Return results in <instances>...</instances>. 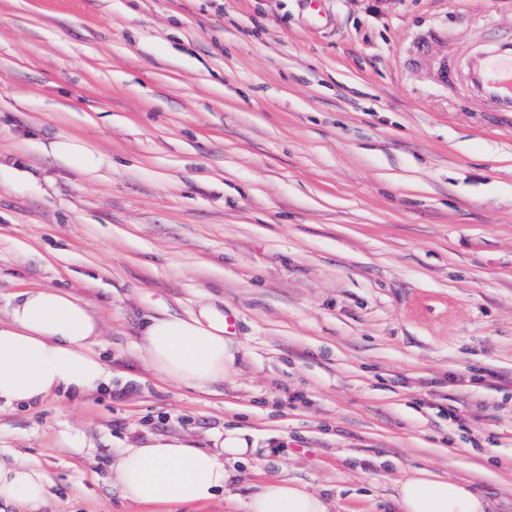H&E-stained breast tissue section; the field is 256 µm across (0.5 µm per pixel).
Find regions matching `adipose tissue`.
<instances>
[{
	"label": "adipose tissue",
	"mask_w": 512,
	"mask_h": 512,
	"mask_svg": "<svg viewBox=\"0 0 512 512\" xmlns=\"http://www.w3.org/2000/svg\"><path fill=\"white\" fill-rule=\"evenodd\" d=\"M98 323L71 293L29 289L11 296L0 318V408L34 403L64 390L83 394L108 380L110 371L93 352ZM141 351L160 377L200 390L224 381L236 354L224 336V314L200 305L185 316L166 314L144 327ZM256 451L249 432L216 433L208 448L179 437H157L121 451L112 480L144 505L203 504L227 490L232 463ZM50 479L39 464L20 454L0 456V500L20 512H41ZM396 512H493V503L470 485L428 469L397 480ZM334 504L288 476L263 480L249 496L246 512H332Z\"/></svg>",
	"instance_id": "adipose-tissue-1"
}]
</instances>
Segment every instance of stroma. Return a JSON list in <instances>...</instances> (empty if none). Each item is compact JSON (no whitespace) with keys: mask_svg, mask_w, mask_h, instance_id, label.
<instances>
[{"mask_svg":"<svg viewBox=\"0 0 512 512\" xmlns=\"http://www.w3.org/2000/svg\"><path fill=\"white\" fill-rule=\"evenodd\" d=\"M482 31L512 0H0V314L72 293L112 373L0 410L46 512H145L116 449L232 426L257 452L225 497L168 512H245L275 474L393 512L421 468L512 512V115L456 74ZM203 304L238 350L206 392L138 350ZM57 157L72 162L75 166L86 171H96L99 167V157L78 143L68 139L51 141L46 147Z\"/></svg>","mask_w":512,"mask_h":512,"instance_id":"1","label":"stroma"}]
</instances>
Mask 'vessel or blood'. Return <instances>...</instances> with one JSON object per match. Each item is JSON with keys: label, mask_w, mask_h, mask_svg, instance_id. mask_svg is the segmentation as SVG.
Masks as SVG:
<instances>
[{"label": "vessel or blood", "mask_w": 512, "mask_h": 512, "mask_svg": "<svg viewBox=\"0 0 512 512\" xmlns=\"http://www.w3.org/2000/svg\"><path fill=\"white\" fill-rule=\"evenodd\" d=\"M472 95L493 111L512 113V35L482 41L463 67Z\"/></svg>", "instance_id": "obj_1"}]
</instances>
